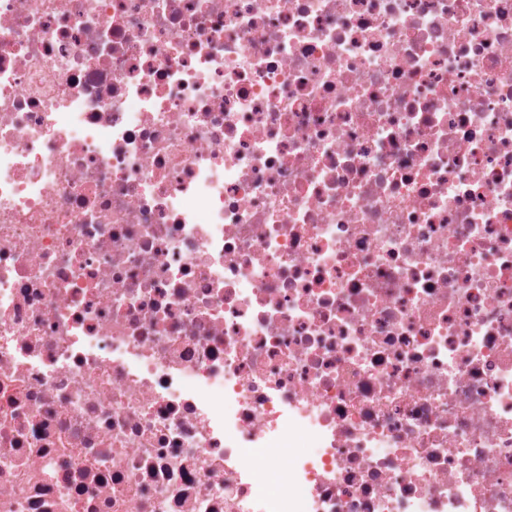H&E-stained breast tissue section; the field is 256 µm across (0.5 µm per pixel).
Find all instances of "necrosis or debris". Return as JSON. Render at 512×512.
Listing matches in <instances>:
<instances>
[{"instance_id": "obj_1", "label": "necrosis or debris", "mask_w": 512, "mask_h": 512, "mask_svg": "<svg viewBox=\"0 0 512 512\" xmlns=\"http://www.w3.org/2000/svg\"><path fill=\"white\" fill-rule=\"evenodd\" d=\"M0 512H512V0H0Z\"/></svg>"}]
</instances>
